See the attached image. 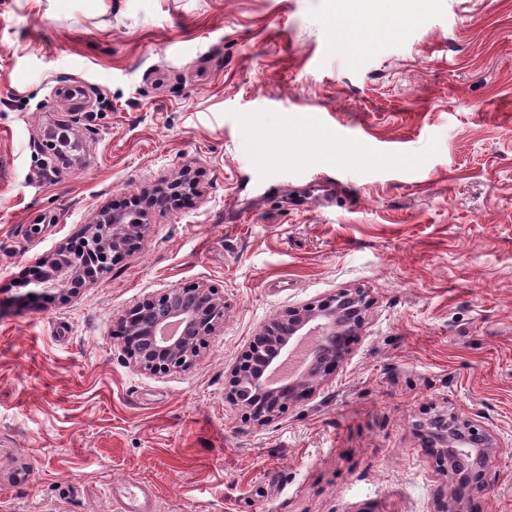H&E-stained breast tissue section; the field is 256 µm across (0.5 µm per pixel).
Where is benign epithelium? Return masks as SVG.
<instances>
[{
    "label": "benign epithelium",
    "instance_id": "7a95c632",
    "mask_svg": "<svg viewBox=\"0 0 512 512\" xmlns=\"http://www.w3.org/2000/svg\"><path fill=\"white\" fill-rule=\"evenodd\" d=\"M147 214L135 208L99 209L86 225L82 245L95 259L96 273L81 265H65L61 257L66 245L35 260L31 282L42 286V294L61 301L71 297L76 283L91 284L110 273L127 256V242L143 237ZM368 302L363 293L341 290L314 302L293 307L270 319L255 335L231 369L226 398L242 417L263 424L279 415L287 403L312 395L326 377L336 371L349 353L351 338L363 328ZM224 327V297L209 285L179 286L148 295L121 311L117 318L128 364L136 371L169 374L191 369L210 337ZM314 336L311 364L317 371L275 379L290 342ZM418 427L426 435L454 485L443 512H470L473 494L485 491L483 470L497 448L494 431L480 415L462 416L439 409Z\"/></svg>",
    "mask_w": 512,
    "mask_h": 512
}]
</instances>
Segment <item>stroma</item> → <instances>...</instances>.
I'll return each mask as SVG.
<instances>
[{
	"instance_id": "stroma-1",
	"label": "stroma",
	"mask_w": 512,
	"mask_h": 512,
	"mask_svg": "<svg viewBox=\"0 0 512 512\" xmlns=\"http://www.w3.org/2000/svg\"><path fill=\"white\" fill-rule=\"evenodd\" d=\"M353 2L0 0V512H114L131 482L151 512H437L435 404L493 429L474 512H512V0L344 35ZM74 125L69 164L46 140ZM185 170L199 193L105 278L34 294L36 257ZM198 283L225 313L196 365L129 367L118 314ZM343 289L370 302L343 363L242 420L253 336Z\"/></svg>"
}]
</instances>
